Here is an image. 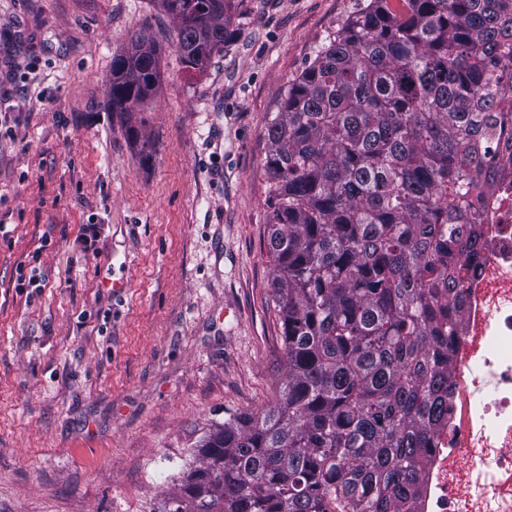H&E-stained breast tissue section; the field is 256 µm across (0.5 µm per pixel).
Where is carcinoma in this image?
Returning <instances> with one entry per match:
<instances>
[{
    "label": "carcinoma",
    "instance_id": "obj_1",
    "mask_svg": "<svg viewBox=\"0 0 512 512\" xmlns=\"http://www.w3.org/2000/svg\"><path fill=\"white\" fill-rule=\"evenodd\" d=\"M185 67L236 34L240 0H158ZM147 29L112 57L114 112L144 110ZM512 0H367L266 128L268 254L286 375L216 426L158 512H416L448 419L450 367L480 256L489 142L512 140Z\"/></svg>",
    "mask_w": 512,
    "mask_h": 512
}]
</instances>
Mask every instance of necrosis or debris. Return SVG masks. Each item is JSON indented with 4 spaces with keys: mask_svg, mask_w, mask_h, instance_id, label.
Here are the masks:
<instances>
[{
    "mask_svg": "<svg viewBox=\"0 0 512 512\" xmlns=\"http://www.w3.org/2000/svg\"><path fill=\"white\" fill-rule=\"evenodd\" d=\"M481 259L471 266L448 420L418 512H512V153L497 154Z\"/></svg>",
    "mask_w": 512,
    "mask_h": 512,
    "instance_id": "4bbe7bcc",
    "label": "necrosis or debris"
}]
</instances>
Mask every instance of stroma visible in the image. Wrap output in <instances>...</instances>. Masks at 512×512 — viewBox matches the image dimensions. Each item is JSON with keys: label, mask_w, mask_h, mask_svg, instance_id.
Wrapping results in <instances>:
<instances>
[{"label": "stroma", "mask_w": 512, "mask_h": 512, "mask_svg": "<svg viewBox=\"0 0 512 512\" xmlns=\"http://www.w3.org/2000/svg\"><path fill=\"white\" fill-rule=\"evenodd\" d=\"M357 7L244 0L200 73L157 0H0V512H152L211 427L273 403L266 127ZM144 25L147 156L107 93Z\"/></svg>", "instance_id": "stroma-1"}]
</instances>
